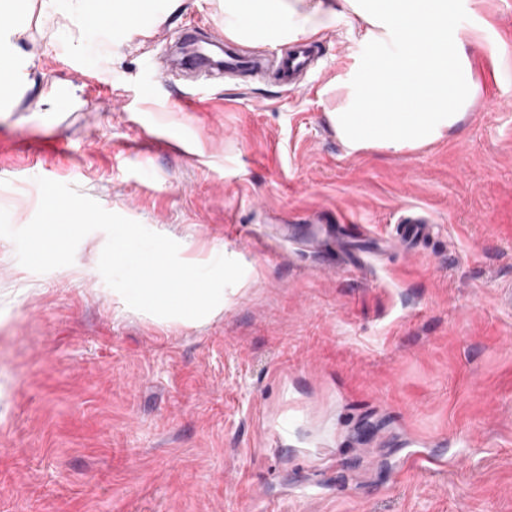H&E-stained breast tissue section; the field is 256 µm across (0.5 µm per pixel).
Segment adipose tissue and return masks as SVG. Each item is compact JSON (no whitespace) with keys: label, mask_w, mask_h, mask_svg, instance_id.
Instances as JSON below:
<instances>
[{"label":"adipose tissue","mask_w":512,"mask_h":512,"mask_svg":"<svg viewBox=\"0 0 512 512\" xmlns=\"http://www.w3.org/2000/svg\"><path fill=\"white\" fill-rule=\"evenodd\" d=\"M28 0H0V102L18 89ZM40 14L61 17L78 48L100 52L116 33L133 32L124 0H40ZM357 21L371 65L342 82L327 117L351 151L399 153L455 132L478 91L453 0H224V35L275 42L310 38Z\"/></svg>","instance_id":"obj_1"}]
</instances>
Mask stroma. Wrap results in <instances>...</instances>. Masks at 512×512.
<instances>
[{
	"label": "stroma",
	"instance_id": "1",
	"mask_svg": "<svg viewBox=\"0 0 512 512\" xmlns=\"http://www.w3.org/2000/svg\"><path fill=\"white\" fill-rule=\"evenodd\" d=\"M479 91L446 139L348 152L325 87L372 52L321 32L294 90L171 68L219 0H150L94 61L31 22L0 110V207L37 178L245 274L200 320L133 310L98 271L22 267L0 238V512H512V0H459ZM76 89L45 111L54 86ZM435 235L395 234L407 211ZM420 456L440 465L424 473Z\"/></svg>",
	"mask_w": 512,
	"mask_h": 512
}]
</instances>
